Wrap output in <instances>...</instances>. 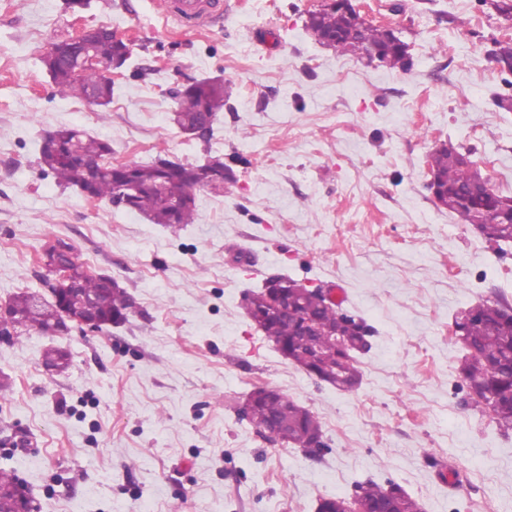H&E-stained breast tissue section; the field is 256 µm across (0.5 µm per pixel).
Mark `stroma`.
Instances as JSON below:
<instances>
[{"label":"stroma","mask_w":512,"mask_h":512,"mask_svg":"<svg viewBox=\"0 0 512 512\" xmlns=\"http://www.w3.org/2000/svg\"><path fill=\"white\" fill-rule=\"evenodd\" d=\"M0 0V304L45 293L36 259L60 238L131 295L126 322L0 342V467L40 512H315L358 481L401 485L423 512H512V430L467 403L459 312L512 306V243L438 207L426 187L441 142L494 191L512 177V112L496 107L490 51L512 28L482 0H358L409 46L408 70L371 67L305 29L321 0H223L201 29L155 0ZM133 43L109 106L61 98L41 64L76 24ZM221 80L213 132L183 134L173 90ZM77 126L112 158L198 164L231 177L195 191L172 231L41 172L43 137ZM284 275L343 291L368 327L351 392L285 359L243 297ZM70 366L48 374V346ZM258 385L318 415L319 456L259 436L241 407Z\"/></svg>","instance_id":"1"}]
</instances>
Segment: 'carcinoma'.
Listing matches in <instances>:
<instances>
[{
	"mask_svg": "<svg viewBox=\"0 0 512 512\" xmlns=\"http://www.w3.org/2000/svg\"><path fill=\"white\" fill-rule=\"evenodd\" d=\"M306 29L319 43L332 36L340 37L338 48L359 58L367 49L374 48L381 54V62L392 69L406 70L410 57L400 52L391 41L390 33L373 25L359 24L356 18L339 8H322L309 14ZM93 53L102 59L115 56H132L130 45L112 39L109 27H103V34L92 44ZM43 67L63 98H76L105 107L112 103L113 83L101 81L95 75L81 76L73 65L61 58H41ZM501 82L506 92L495 95L496 106L512 112V79L501 73ZM174 113L189 124L198 122L202 116L216 117L224 110V83L202 80L188 88L177 90L173 96ZM112 147L106 140L88 134L76 127H60L48 134L39 147V162L42 170L64 187H76L90 199H112L122 184L130 181L136 184L137 193L130 201V210L144 215L153 224L177 227L194 222L196 202L194 190L210 187L217 170L209 162L182 164L157 157L150 163L130 162L121 169L109 161ZM462 152L453 145L436 149L429 157V164L448 188V211L458 215L465 224H473L476 214L485 211L496 213L501 223L483 228L482 235L494 243L507 242L512 236V226L503 220L512 217V195L493 193L471 205H460L455 196L464 190L477 175L473 164L461 160ZM179 201L181 207L174 211L170 202ZM74 278L83 290L96 298L95 307L86 314L89 319L103 323L115 316L126 320L132 308L130 296L119 284L108 286L112 277L91 275L84 271L78 256H73ZM33 294L19 292L8 301L10 313L21 316L27 330L45 333L56 320L54 306L45 302L32 303ZM341 303L329 302L319 305L313 298H307V307L286 316L273 315L262 319L255 328L269 341L286 342L288 349L302 346L303 337L298 330L302 315L312 313L318 324L335 331L342 322ZM353 348L345 349L331 336L323 337L320 355L307 365L306 373L331 384L338 390L350 391L360 380L355 366L356 356L366 352L362 337H349ZM465 347L475 346L480 356H467L460 371L471 394H479L491 401L495 415L492 422L498 429H512V320L501 313H493L486 307L469 317L465 334L460 337ZM288 420V423L303 429L293 438L291 446L305 445V430L322 429L317 415L304 409L292 397L268 398L256 403L251 410L249 422L256 427L268 422ZM362 491L357 507L372 509L383 502L391 493L394 484L382 486L372 479L356 482Z\"/></svg>",
	"mask_w": 512,
	"mask_h": 512,
	"instance_id": "cac0c4a2",
	"label": "carcinoma"
}]
</instances>
